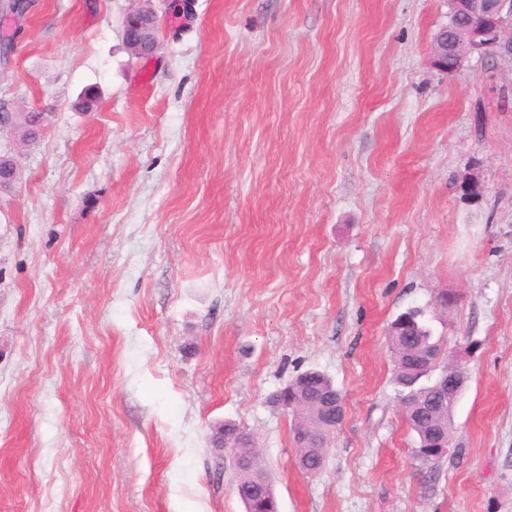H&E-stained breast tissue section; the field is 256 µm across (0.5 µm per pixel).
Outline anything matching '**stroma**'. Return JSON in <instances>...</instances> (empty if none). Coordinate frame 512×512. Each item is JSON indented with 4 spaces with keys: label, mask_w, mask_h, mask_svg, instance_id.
<instances>
[{
    "label": "stroma",
    "mask_w": 512,
    "mask_h": 512,
    "mask_svg": "<svg viewBox=\"0 0 512 512\" xmlns=\"http://www.w3.org/2000/svg\"><path fill=\"white\" fill-rule=\"evenodd\" d=\"M30 3L0 16V103L43 117L0 131V512H244L224 423L279 512H512V56L436 69L448 0H149L148 57L140 0ZM412 307L467 368L433 464ZM308 369L345 407L314 474L273 401ZM150 16V28L147 31L146 36H144V41L140 40L139 42H133L126 37V33H124V38L129 46V48L135 52V54L139 56L143 55H151L155 52L158 46L157 34L159 31L158 20L153 12L149 13ZM419 311L409 313L411 319L405 321L399 336H389L391 353L394 360V382L402 389H408L411 378L406 374L409 369L419 364L425 354H436L440 351L438 342L433 341L430 331L421 323ZM421 385L423 388L419 394L412 395L409 398L404 397L402 394L398 395L405 419L417 437V446L414 448L416 458L424 464H433L441 460L448 451L452 433V422H447L443 416L437 417L434 414V410L426 406L430 400L431 392L423 384ZM416 397L421 398V400L413 403L412 399ZM442 431L447 435L448 447L439 459H433L431 458L432 452L430 448L425 447L432 438ZM237 427L239 426L235 424H227L224 426V430L217 428V430L213 434V438H215L218 441L215 450L219 452L221 456H224V453L229 454L232 457V462L236 475L239 476L242 480H245L247 475L249 474V469L244 466V463L240 458L238 448H235V446H233L234 448H232L230 445H226V447L229 448H224L225 429H230V432H232Z\"/></svg>",
    "instance_id": "35a3bbf8"
}]
</instances>
